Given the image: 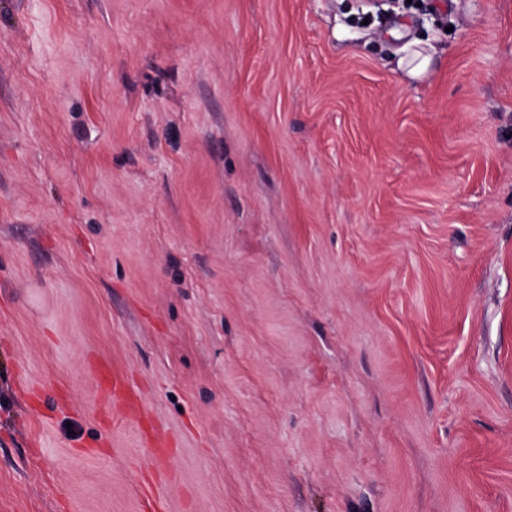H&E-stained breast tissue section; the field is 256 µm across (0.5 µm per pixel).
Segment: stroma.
Listing matches in <instances>:
<instances>
[{
    "mask_svg": "<svg viewBox=\"0 0 512 512\" xmlns=\"http://www.w3.org/2000/svg\"><path fill=\"white\" fill-rule=\"evenodd\" d=\"M0 512H512V0H0ZM98 383L112 396L122 398L130 402V396L126 388L124 380L112 371L103 366L98 372Z\"/></svg>",
    "mask_w": 512,
    "mask_h": 512,
    "instance_id": "1",
    "label": "stroma"
}]
</instances>
